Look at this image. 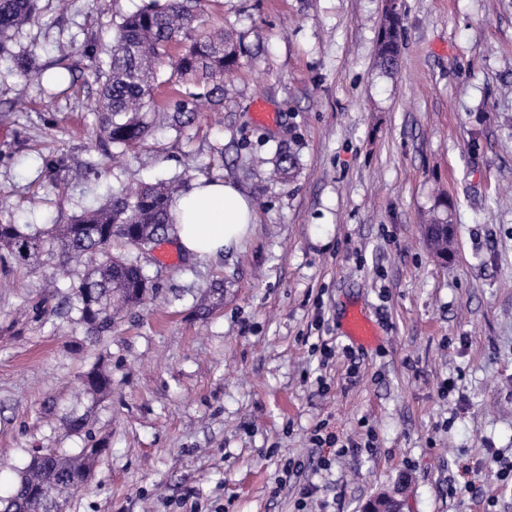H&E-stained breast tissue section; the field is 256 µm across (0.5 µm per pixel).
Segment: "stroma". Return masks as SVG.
Returning <instances> with one entry per match:
<instances>
[{"instance_id":"obj_1","label":"stroma","mask_w":512,"mask_h":512,"mask_svg":"<svg viewBox=\"0 0 512 512\" xmlns=\"http://www.w3.org/2000/svg\"><path fill=\"white\" fill-rule=\"evenodd\" d=\"M148 2L39 0L15 33L12 52L66 80L48 91L0 69V223L64 224L128 185L219 179L256 225L214 260L171 233L143 256L113 244L155 299L97 341L50 315L83 264L51 288L50 267L0 260V495L35 450L94 442L104 452L65 512H175L188 496L198 512H295L310 482L307 512L381 494L401 512H512V486L477 469L492 451L512 463V0H395L391 73L376 56L386 0H205L184 45L221 28L243 52L221 103L158 132V148L105 153L92 44ZM281 154L293 169L266 178ZM442 203L447 265L423 236ZM356 304L377 345L344 335ZM96 364L112 392L95 401L80 378ZM318 429L355 450L314 445Z\"/></svg>"}]
</instances>
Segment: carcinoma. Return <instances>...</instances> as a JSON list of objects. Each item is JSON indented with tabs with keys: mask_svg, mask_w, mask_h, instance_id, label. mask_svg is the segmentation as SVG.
I'll list each match as a JSON object with an SVG mask.
<instances>
[{
	"mask_svg": "<svg viewBox=\"0 0 512 512\" xmlns=\"http://www.w3.org/2000/svg\"><path fill=\"white\" fill-rule=\"evenodd\" d=\"M201 0H158L122 18L115 44L107 49L108 60L97 71L99 87L95 113L100 142L116 148L146 146L155 132L166 126L180 128L194 119L198 102L221 101L224 72L239 60L231 38L212 34L183 50ZM38 12V0H0V63L8 59L24 72L32 61L22 62L7 50L13 32L29 23ZM400 20L387 14L377 48V60L386 70L400 55ZM171 67L180 82L190 87L179 92L174 108L151 100V89L165 67ZM170 188L163 182L141 183L118 193L107 202L88 209L68 224L42 229L0 224V248L14 264L40 267L58 257L51 275L67 274L69 259L88 256L86 271L72 286L67 317L100 338L128 309L152 298L149 279L137 261L112 252L119 241L141 251H150L170 223ZM84 390L94 398L112 391L105 370L93 367L82 378ZM102 449L95 445L75 455L53 449L33 456L19 471L11 494L0 497V512H57L72 492L87 482L95 458Z\"/></svg>",
	"mask_w": 512,
	"mask_h": 512,
	"instance_id": "cac0c4a2",
	"label": "carcinoma"
}]
</instances>
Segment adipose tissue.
<instances>
[{"mask_svg": "<svg viewBox=\"0 0 512 512\" xmlns=\"http://www.w3.org/2000/svg\"><path fill=\"white\" fill-rule=\"evenodd\" d=\"M170 215L179 247L187 254L212 259L240 246L255 219L252 202L233 185L199 181L189 192L176 196Z\"/></svg>", "mask_w": 512, "mask_h": 512, "instance_id": "adipose-tissue-1", "label": "adipose tissue"}]
</instances>
